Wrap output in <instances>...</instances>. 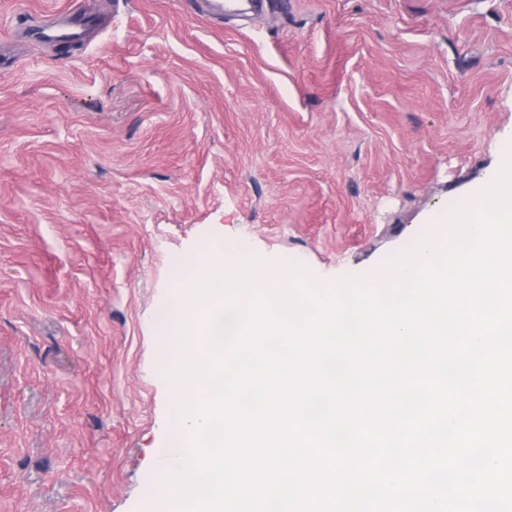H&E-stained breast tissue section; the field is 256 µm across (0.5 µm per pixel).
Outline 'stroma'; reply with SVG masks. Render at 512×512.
Instances as JSON below:
<instances>
[{
    "instance_id": "35a3bbf8",
    "label": "stroma",
    "mask_w": 512,
    "mask_h": 512,
    "mask_svg": "<svg viewBox=\"0 0 512 512\" xmlns=\"http://www.w3.org/2000/svg\"><path fill=\"white\" fill-rule=\"evenodd\" d=\"M0 512H152L178 263L381 278L512 143V0H0Z\"/></svg>"
}]
</instances>
